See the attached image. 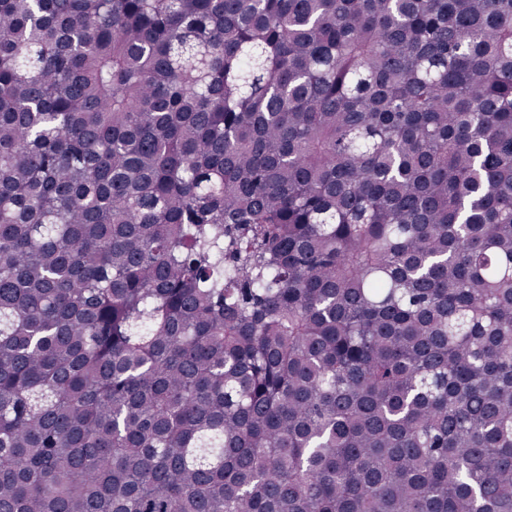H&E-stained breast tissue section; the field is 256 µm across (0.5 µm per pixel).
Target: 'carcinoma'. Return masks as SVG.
I'll return each instance as SVG.
<instances>
[{"label": "carcinoma", "instance_id": "obj_1", "mask_svg": "<svg viewBox=\"0 0 512 512\" xmlns=\"http://www.w3.org/2000/svg\"><path fill=\"white\" fill-rule=\"evenodd\" d=\"M0 512H512V0H0Z\"/></svg>", "mask_w": 512, "mask_h": 512}]
</instances>
